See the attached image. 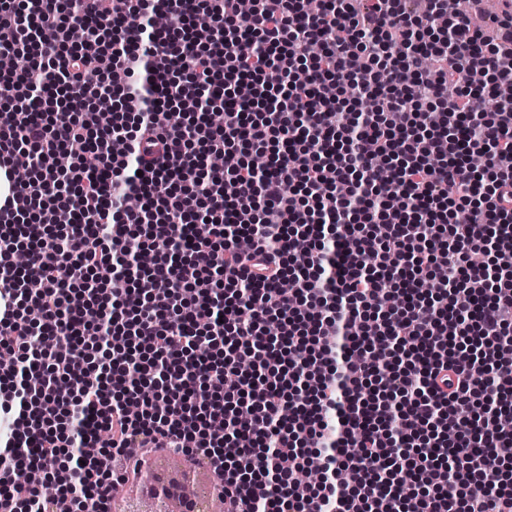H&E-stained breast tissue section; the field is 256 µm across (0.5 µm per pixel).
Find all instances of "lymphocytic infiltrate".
Returning <instances> with one entry per match:
<instances>
[{"label":"lymphocytic infiltrate","instance_id":"obj_1","mask_svg":"<svg viewBox=\"0 0 512 512\" xmlns=\"http://www.w3.org/2000/svg\"><path fill=\"white\" fill-rule=\"evenodd\" d=\"M502 21L490 42L448 0H0V56L30 58L0 72V512H57L35 470L112 512L169 452L224 512H512V482L484 487L512 434L480 414L512 412ZM240 149L267 165L209 166Z\"/></svg>","mask_w":512,"mask_h":512}]
</instances>
